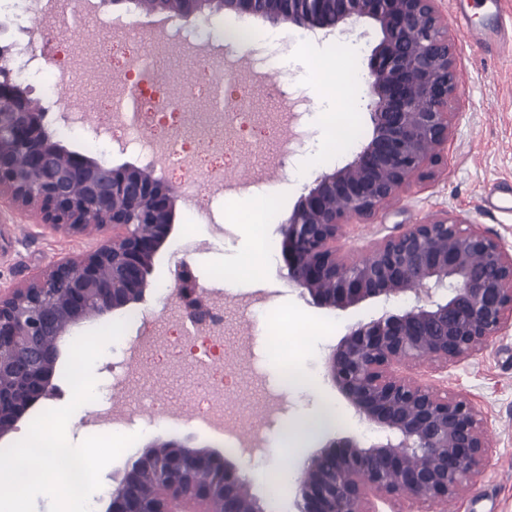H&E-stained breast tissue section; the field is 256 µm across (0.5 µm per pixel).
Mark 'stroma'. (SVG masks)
<instances>
[{"mask_svg": "<svg viewBox=\"0 0 512 512\" xmlns=\"http://www.w3.org/2000/svg\"><path fill=\"white\" fill-rule=\"evenodd\" d=\"M442 6L448 18L453 17L456 10H465L471 26L467 32L453 24L448 27L449 35L456 42L459 85L454 107L457 119L448 158L428 165L401 193L398 201L381 208L372 221L348 227L349 260H363L367 255L366 245L389 234L394 225L418 224L446 210L470 213L484 228L512 245V210L492 207L485 198L489 189L496 188L502 197L512 199V59L504 57L494 40L474 38V31L494 29L499 19L488 15L482 0H443ZM100 13L102 19L98 22L82 16L69 19L45 43L47 57L60 53L65 39L70 36L99 40L110 30L109 18L119 14L138 30L149 28V15L136 10L128 0L118 5L108 2ZM228 25L271 31L276 39L250 52L224 37L223 29ZM167 29L174 39H197L207 51L191 62L183 60L173 49L156 58L161 87H168L170 75L186 67L198 74V84L202 87L225 82L223 63L227 60L238 62L244 70L263 68L267 88L260 106L269 113L279 112L283 102L278 92L282 89L300 99L298 122L304 133L301 149L305 152L322 137L316 123L319 95L304 85L306 68L291 58L295 48L304 41L315 42L320 48L334 43L359 44L358 70L364 73L380 40L379 32L366 23L356 24L351 33L325 32L316 38L306 30L286 24L274 26L222 13L206 19H173L168 21ZM113 75V70L106 68L93 78L78 79L55 100L46 98L37 86L31 87L30 95L49 115H56L62 109L82 112L88 123L95 125L100 118L97 111L89 109L88 100L96 87L106 84ZM284 137V130L263 127L250 114L239 115L235 132L224 149L225 177H246L248 167L256 164L259 156L278 151ZM196 171L206 209L201 212L197 205L178 201L172 233L154 261L147 300L133 308L140 320L128 322L124 333L129 339L141 328L158 324L170 342L140 359L134 372L142 377V384L117 394L112 405L125 410L127 429L139 433L138 448H145L159 436L176 441L194 437L196 444L211 446L214 452L244 471L267 512H292L295 484L279 485L276 497L268 495L269 478L282 464L276 457H267L264 468L246 469L241 453L226 447L222 435L200 424L208 409L207 393L202 377L193 373L189 361L195 348L207 345L208 340L204 337L194 342L178 340L183 324L174 292L177 270L181 265H188L205 295L224 294L228 302L225 339L251 337L249 349L231 358L228 365H214L213 372L215 378L224 381L225 411L238 415L244 422L263 425L271 446L277 442L284 418L306 414L322 399L341 410L336 436H352L366 444L377 440V431L359 419L328 380L326 361L352 326L387 311L401 312L404 305L369 299L346 310L320 308L299 298L297 290L289 286L287 268L282 265L276 274L277 301L272 310L261 311L253 301L254 287L215 281L203 268L205 262L236 252L243 244V235L237 231L232 237L222 239L213 233V225L224 221L223 207L228 197L209 181L205 171ZM188 236L199 243L195 251L185 252L180 247ZM99 239L95 232L80 237L56 234L37 225L33 214L1 207L0 285L21 283L61 258H80ZM283 334L289 336L293 345L288 354L292 366L312 381V391L285 388L281 364L270 351L273 337ZM257 368L265 374L268 385L279 390L282 397V407L275 416H267L261 397L245 389L246 381ZM439 378L446 381L449 392L463 390L471 395L477 410L487 419L485 432L490 444L484 473L475 488L460 498L449 500L446 512H512V329L494 338L482 353L440 373ZM148 383L161 391L170 418L169 423L153 428L147 427L145 410L139 405Z\"/></svg>", "mask_w": 512, "mask_h": 512, "instance_id": "1", "label": "stroma"}]
</instances>
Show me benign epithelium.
Listing matches in <instances>:
<instances>
[{"label": "benign epithelium", "instance_id": "1", "mask_svg": "<svg viewBox=\"0 0 512 512\" xmlns=\"http://www.w3.org/2000/svg\"><path fill=\"white\" fill-rule=\"evenodd\" d=\"M174 18L234 14L309 32L363 20L380 41L367 83L373 133L353 159L320 176L280 225L288 283L312 304L345 310L367 299L407 300L351 329L327 377L382 439L346 437L314 450L296 481L294 512H382L399 499L442 512L484 473L486 419L465 392L431 374L457 366L512 328V249L476 218L445 211L398 224L342 254L346 227L368 221L428 162L450 151L458 88L455 41L439 0H131ZM0 47V199L34 209L53 232L112 229L79 259L64 258L0 289V440L52 396L61 343L87 322L146 300L177 190L164 169L113 167L56 140ZM105 512H265L235 465L206 446L157 437L125 464Z\"/></svg>", "mask_w": 512, "mask_h": 512}]
</instances>
